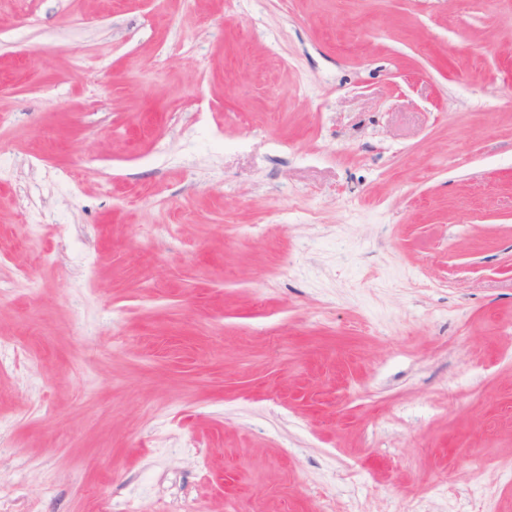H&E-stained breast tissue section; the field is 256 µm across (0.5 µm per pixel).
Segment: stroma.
<instances>
[{
    "label": "stroma",
    "instance_id": "stroma-1",
    "mask_svg": "<svg viewBox=\"0 0 512 512\" xmlns=\"http://www.w3.org/2000/svg\"><path fill=\"white\" fill-rule=\"evenodd\" d=\"M1 337L0 512H512V0H0Z\"/></svg>",
    "mask_w": 512,
    "mask_h": 512
}]
</instances>
